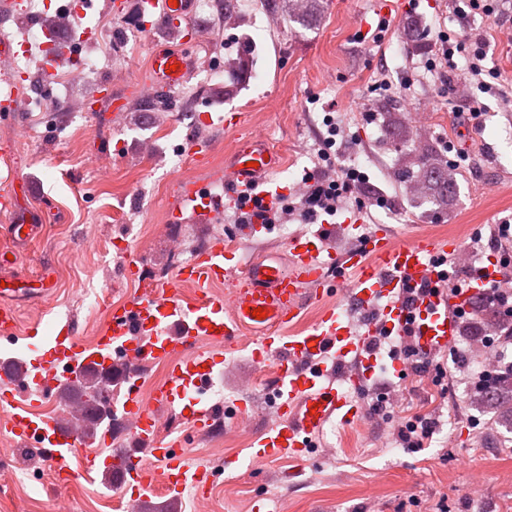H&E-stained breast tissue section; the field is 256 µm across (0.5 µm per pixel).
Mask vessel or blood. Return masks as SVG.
I'll use <instances>...</instances> for the list:
<instances>
[{
    "label": "vessel or blood",
    "mask_w": 512,
    "mask_h": 512,
    "mask_svg": "<svg viewBox=\"0 0 512 512\" xmlns=\"http://www.w3.org/2000/svg\"><path fill=\"white\" fill-rule=\"evenodd\" d=\"M196 2L138 0V9L150 21L180 32L182 25L191 22ZM41 31L43 69L48 73L77 59L93 41L89 31L77 38L62 37L57 28L46 24ZM149 70L155 91H172L191 75L193 57L164 46L152 52ZM19 99L14 77L1 76L0 114L14 112ZM283 164L282 154L264 141L237 140L222 178L224 193L212 192L194 177L180 179L171 217L178 220L187 215L204 224L222 213L225 198L236 201L244 195L273 205L282 190L267 177ZM25 185L11 149L1 148L0 210L15 213L11 234L20 242L41 221L38 213L16 212L18 192ZM360 226L357 219L340 227L325 224L313 237L290 240L291 262L286 268L271 257L241 266L231 247L214 240L177 270L173 284L114 307L110 322L89 346L66 326L50 330L38 321L20 328L16 305L8 300L7 289L1 288L0 339L10 343L20 336L26 339L24 360L0 363V401L14 408L8 423L14 442L36 449L62 481L75 476L68 465L75 451L95 442L108 447V454L92 458L90 464L113 470L118 476L116 495L133 501H146L145 490L158 470L164 475L162 493L167 502H180L191 490L204 491L213 482V469L208 463L189 461L182 440L162 433L157 413L175 411L201 433L211 432L224 417L244 416V401L226 406L209 399L224 360L199 351L198 345L204 341L221 347L249 330L257 336L253 362L275 366L272 395L283 416L279 424L254 436L251 454L265 462L284 457L303 462L314 453V438L329 420L352 422L361 415L347 391L328 380L329 366L346 369V382L357 390L376 364L375 354L367 348L371 337H402L422 361L447 352L459 335L461 311L469 310L473 297L485 295L502 278L494 261H482L472 267L465 288L450 293L443 281L455 276L447 261L461 250L458 238L421 233L400 240L388 226L366 234L360 233ZM340 230L355 237L343 253L331 243ZM184 283L199 287L193 300L177 292V285ZM214 285L228 286V294L209 296L207 289ZM308 298L324 304L317 322L303 334L285 335V327L295 323ZM345 300L369 315L359 330H351L342 315ZM257 308L264 310V318H254ZM119 353L138 366L161 362L168 367L150 399L129 390L121 401L123 414L138 420L129 431L131 440L150 449L151 456L145 460L134 455L118 459L110 450L111 429H103L96 440L86 437L42 404L44 398L67 387L79 370L112 369ZM22 392L32 394V401L17 402Z\"/></svg>",
    "instance_id": "vessel-or-blood-1"
}]
</instances>
